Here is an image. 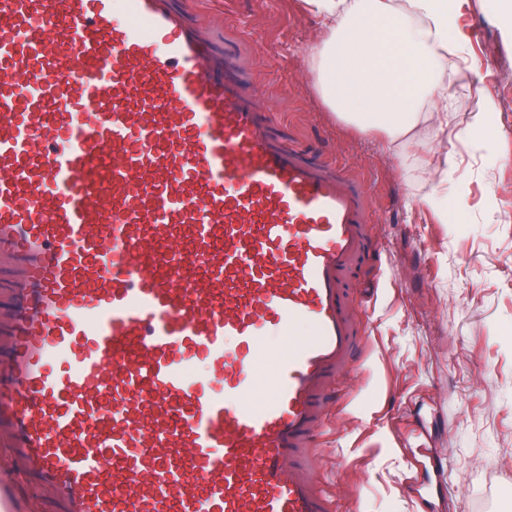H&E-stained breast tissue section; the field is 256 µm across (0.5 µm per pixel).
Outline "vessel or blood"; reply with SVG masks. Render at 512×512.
I'll list each match as a JSON object with an SVG mask.
<instances>
[{"instance_id":"b4317fda","label":"vessel or blood","mask_w":512,"mask_h":512,"mask_svg":"<svg viewBox=\"0 0 512 512\" xmlns=\"http://www.w3.org/2000/svg\"><path fill=\"white\" fill-rule=\"evenodd\" d=\"M260 96L172 0H0V512L24 477L55 512H329L303 451L369 203Z\"/></svg>"}]
</instances>
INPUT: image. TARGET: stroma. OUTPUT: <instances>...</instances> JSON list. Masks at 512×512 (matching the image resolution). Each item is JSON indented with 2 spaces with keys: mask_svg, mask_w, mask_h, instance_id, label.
<instances>
[{
  "mask_svg": "<svg viewBox=\"0 0 512 512\" xmlns=\"http://www.w3.org/2000/svg\"><path fill=\"white\" fill-rule=\"evenodd\" d=\"M216 45L234 49L289 141L337 163L369 198L379 280L350 278L364 343L316 456L331 512H419L405 447L447 461L443 512H490L512 491V12L461 0L449 113L405 143L345 124L322 105L307 55L321 24L305 0H185ZM493 102L492 151L468 152L477 97Z\"/></svg>",
  "mask_w": 512,
  "mask_h": 512,
  "instance_id": "1",
  "label": "stroma"
}]
</instances>
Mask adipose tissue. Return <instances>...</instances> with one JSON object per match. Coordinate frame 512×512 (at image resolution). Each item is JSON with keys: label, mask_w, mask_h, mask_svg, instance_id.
Masks as SVG:
<instances>
[{"label": "adipose tissue", "mask_w": 512, "mask_h": 512, "mask_svg": "<svg viewBox=\"0 0 512 512\" xmlns=\"http://www.w3.org/2000/svg\"><path fill=\"white\" fill-rule=\"evenodd\" d=\"M323 23L309 54L329 111L397 136L421 104L448 109V41L459 0H308Z\"/></svg>", "instance_id": "1"}]
</instances>
